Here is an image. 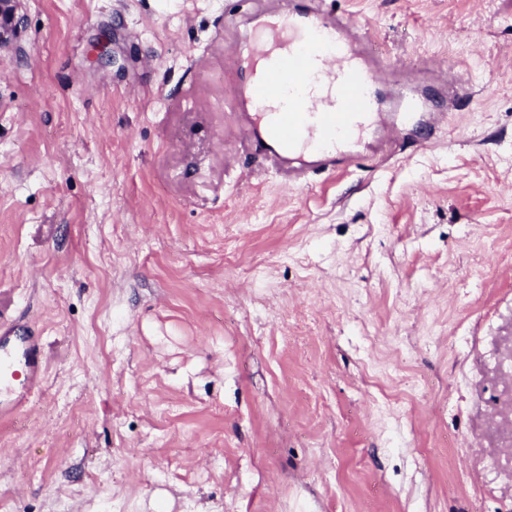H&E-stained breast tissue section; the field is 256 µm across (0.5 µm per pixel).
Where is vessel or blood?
Returning a JSON list of instances; mask_svg holds the SVG:
<instances>
[{"instance_id": "1", "label": "vessel or blood", "mask_w": 512, "mask_h": 512, "mask_svg": "<svg viewBox=\"0 0 512 512\" xmlns=\"http://www.w3.org/2000/svg\"><path fill=\"white\" fill-rule=\"evenodd\" d=\"M269 34L247 31L242 43L268 65L250 83L231 88L226 104L238 110L250 136L262 139L267 156L289 182L307 181L313 172L346 170L364 129L363 117L377 104L382 68L364 51L368 36L351 42L349 18L306 6L305 0H278ZM280 101L268 130L260 122L270 101ZM43 353L23 331H0V406H18L33 393Z\"/></svg>"}]
</instances>
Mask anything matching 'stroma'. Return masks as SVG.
I'll use <instances>...</instances> for the list:
<instances>
[{"label": "stroma", "instance_id": "1", "mask_svg": "<svg viewBox=\"0 0 512 512\" xmlns=\"http://www.w3.org/2000/svg\"><path fill=\"white\" fill-rule=\"evenodd\" d=\"M322 7L382 110L291 185L224 104L267 0H19L0 320L44 363L0 512H512V0Z\"/></svg>", "mask_w": 512, "mask_h": 512}]
</instances>
